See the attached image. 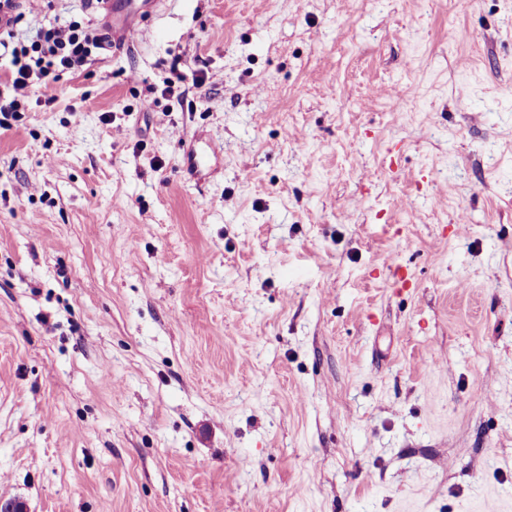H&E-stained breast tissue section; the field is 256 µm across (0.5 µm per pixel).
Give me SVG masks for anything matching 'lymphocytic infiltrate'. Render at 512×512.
I'll list each match as a JSON object with an SVG mask.
<instances>
[{
    "mask_svg": "<svg viewBox=\"0 0 512 512\" xmlns=\"http://www.w3.org/2000/svg\"><path fill=\"white\" fill-rule=\"evenodd\" d=\"M20 19L15 0H0V58L9 59L0 81V114L6 116L18 112L22 101L35 94L53 102L64 75L79 71L112 46L108 28L57 18L40 27L30 44L16 43L12 36Z\"/></svg>",
    "mask_w": 512,
    "mask_h": 512,
    "instance_id": "1",
    "label": "lymphocytic infiltrate"
}]
</instances>
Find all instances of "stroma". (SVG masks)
Segmentation results:
<instances>
[{
    "label": "stroma",
    "mask_w": 512,
    "mask_h": 512,
    "mask_svg": "<svg viewBox=\"0 0 512 512\" xmlns=\"http://www.w3.org/2000/svg\"><path fill=\"white\" fill-rule=\"evenodd\" d=\"M148 4L0 128V504L512 512V0Z\"/></svg>",
    "instance_id": "stroma-1"
}]
</instances>
